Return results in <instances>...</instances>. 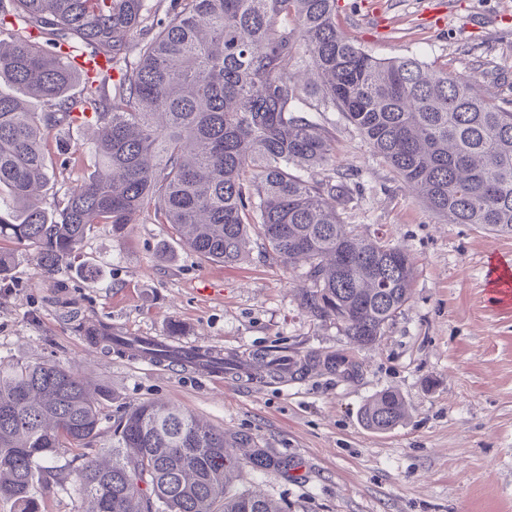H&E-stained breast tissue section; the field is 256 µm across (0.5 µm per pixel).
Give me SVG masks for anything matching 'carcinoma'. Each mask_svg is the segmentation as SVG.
Instances as JSON below:
<instances>
[{"instance_id": "obj_1", "label": "carcinoma", "mask_w": 512, "mask_h": 512, "mask_svg": "<svg viewBox=\"0 0 512 512\" xmlns=\"http://www.w3.org/2000/svg\"><path fill=\"white\" fill-rule=\"evenodd\" d=\"M336 3L170 0L161 17L163 0H0V79L45 104L37 116L0 93V242L37 248L54 276L87 225L121 233L145 212L208 261L242 260L255 234L283 262L307 265L298 289L307 313L336 321L354 345L380 341L411 299L414 269L404 247L340 220L346 186L315 178L335 149L311 113L340 112L450 223L511 235L512 110L475 96L466 76L367 54L337 27ZM136 31L145 38L131 61ZM85 56L107 67L86 74ZM89 119L96 169L48 208L43 131ZM95 336L108 352L125 348L108 329ZM320 365L352 367L308 352L295 375ZM106 396L55 362L0 363V499L38 512L35 475L60 480L43 462L93 447ZM407 413L385 389L360 419L383 433ZM114 436L112 462L89 457L78 475L85 512H286L238 482L247 467L288 462L263 448L240 459L233 448L248 438L229 440L184 409L138 404Z\"/></svg>"}]
</instances>
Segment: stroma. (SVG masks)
<instances>
[{
    "label": "stroma",
    "mask_w": 512,
    "mask_h": 512,
    "mask_svg": "<svg viewBox=\"0 0 512 512\" xmlns=\"http://www.w3.org/2000/svg\"><path fill=\"white\" fill-rule=\"evenodd\" d=\"M336 23L378 59L415 57L477 79L487 102L512 105V0H338ZM336 152L323 179L345 184L344 223L385 234L414 266L412 299L380 342L350 344L335 321L299 304L303 265L283 263L251 238L238 263L208 262L181 246L170 225L139 215L124 234L87 229L77 262L47 277L37 251H18L0 280V362L50 360L91 386L108 387L95 445L111 447L130 407L164 402L228 435H243L288 458V476L245 470L240 488L288 512H512V304L485 287L484 262L512 263V236L452 224L431 211L339 113H316ZM89 124L52 131L46 141L55 189L92 172ZM96 265V279L83 277ZM122 336L174 335L225 357L345 355L341 377L315 369L264 383L223 385L183 370H144L86 337L82 321ZM398 390L406 419L386 433L364 428L361 406ZM80 450L54 459L62 485L34 482L39 512H77Z\"/></svg>",
    "instance_id": "1"
}]
</instances>
